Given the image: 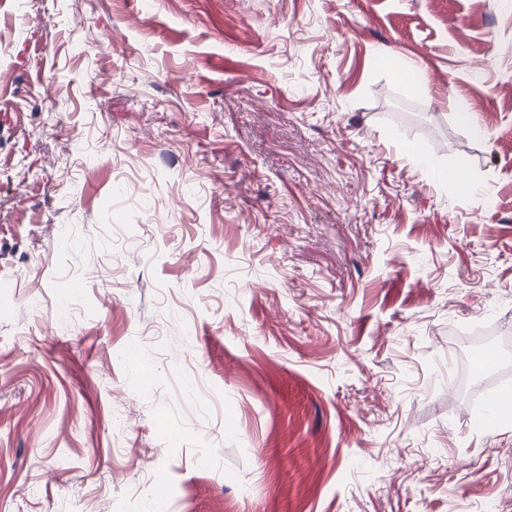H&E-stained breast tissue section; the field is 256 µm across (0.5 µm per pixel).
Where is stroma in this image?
<instances>
[{
	"instance_id": "obj_1",
	"label": "stroma",
	"mask_w": 512,
	"mask_h": 512,
	"mask_svg": "<svg viewBox=\"0 0 512 512\" xmlns=\"http://www.w3.org/2000/svg\"><path fill=\"white\" fill-rule=\"evenodd\" d=\"M68 2L0 0V512H512V0Z\"/></svg>"
}]
</instances>
